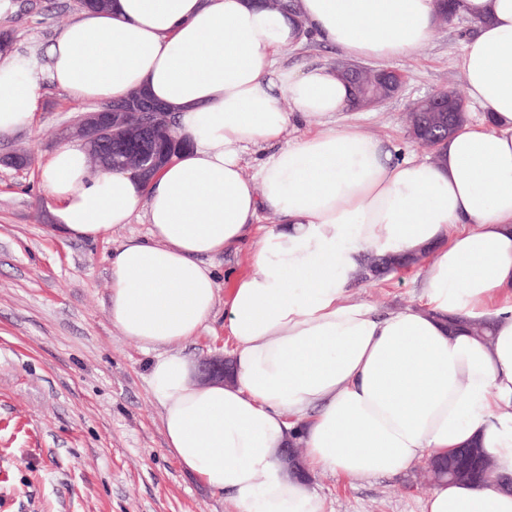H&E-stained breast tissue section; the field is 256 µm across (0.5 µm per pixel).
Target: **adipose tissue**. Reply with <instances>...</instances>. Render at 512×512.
Wrapping results in <instances>:
<instances>
[{
    "label": "adipose tissue",
    "instance_id": "obj_1",
    "mask_svg": "<svg viewBox=\"0 0 512 512\" xmlns=\"http://www.w3.org/2000/svg\"><path fill=\"white\" fill-rule=\"evenodd\" d=\"M478 26L459 61L480 123L435 160L394 158L348 126L350 92L326 65L289 70L306 39L391 61L427 44L440 0H111L82 12L43 57L0 53V135L30 128L42 80L97 102L136 91L166 106L188 148L149 180L91 176L84 147L41 171L57 228L95 240L145 213L147 237L110 254L108 319L144 349L169 453L237 512H325L280 452L299 434L312 468L396 474L477 441L512 474V0H458ZM293 123L317 129L292 144ZM272 151L246 176L251 148ZM250 248L224 304L230 381L201 384L174 346L217 301L209 260ZM420 253L422 303L352 300L364 254ZM489 318L491 341L449 332ZM425 512H512L495 479L440 484Z\"/></svg>",
    "mask_w": 512,
    "mask_h": 512
}]
</instances>
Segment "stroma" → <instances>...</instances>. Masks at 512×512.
Wrapping results in <instances>:
<instances>
[{
    "mask_svg": "<svg viewBox=\"0 0 512 512\" xmlns=\"http://www.w3.org/2000/svg\"><path fill=\"white\" fill-rule=\"evenodd\" d=\"M79 13L77 0H10L0 31L12 32L14 51L37 53ZM474 27L461 15L437 24L427 45L390 61L403 76L399 95L337 117V127L375 135L396 156L422 155L403 114L417 98L462 89L458 63ZM93 106L46 80L31 128L0 136V512H237L229 496L211 492L170 455L149 386L151 355L108 319V257L145 235V215L94 241L52 228L41 170L67 125ZM21 147L33 163L17 169L8 159ZM211 263L220 303L177 348L195 360L231 350L222 300L234 277L251 270L244 251ZM350 294L380 312L418 306L419 270L358 282ZM424 469L363 481L314 469L310 485L326 512H424L433 490Z\"/></svg>",
    "mask_w": 512,
    "mask_h": 512,
    "instance_id": "35a3bbf8",
    "label": "stroma"
}]
</instances>
